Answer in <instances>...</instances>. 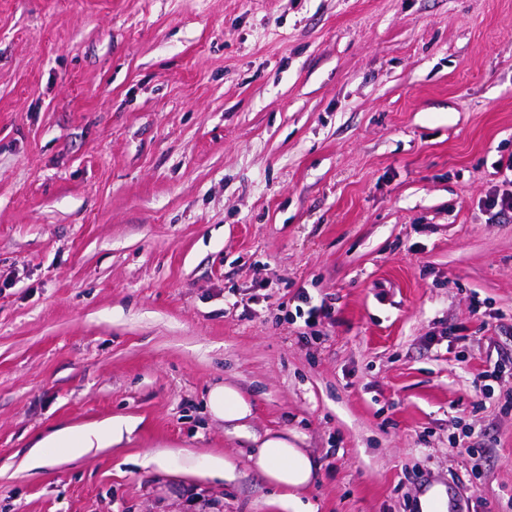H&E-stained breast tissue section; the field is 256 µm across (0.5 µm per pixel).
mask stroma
<instances>
[{"instance_id": "1", "label": "stroma", "mask_w": 512, "mask_h": 512, "mask_svg": "<svg viewBox=\"0 0 512 512\" xmlns=\"http://www.w3.org/2000/svg\"><path fill=\"white\" fill-rule=\"evenodd\" d=\"M511 156L512 0H0V512H512ZM206 407L214 418L224 422H242L252 415L250 402L230 385L212 386L208 392ZM123 439V429L120 423L113 421L100 427L78 429L62 427L39 441L30 452L27 468L37 469L51 466L54 458L48 455L46 448H60L73 456H81L92 448H104L117 444ZM249 460L270 483L282 490L300 491L315 479L311 454L288 438V432L267 433ZM420 512H446L448 510V493L437 486L419 499Z\"/></svg>"}]
</instances>
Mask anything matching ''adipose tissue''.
Wrapping results in <instances>:
<instances>
[{
    "instance_id": "adipose-tissue-1",
    "label": "adipose tissue",
    "mask_w": 512,
    "mask_h": 512,
    "mask_svg": "<svg viewBox=\"0 0 512 512\" xmlns=\"http://www.w3.org/2000/svg\"><path fill=\"white\" fill-rule=\"evenodd\" d=\"M206 407L216 419L242 422L252 415L250 402L234 387L217 384L210 388ZM121 424L109 423L100 427L78 429L62 427L39 441L30 452L27 466L44 468L53 464L49 451L62 449L67 454L81 456L91 449L121 442ZM253 466L270 483L283 490L299 491L315 479L314 459L306 449L297 447L287 432L267 433L251 454Z\"/></svg>"
}]
</instances>
